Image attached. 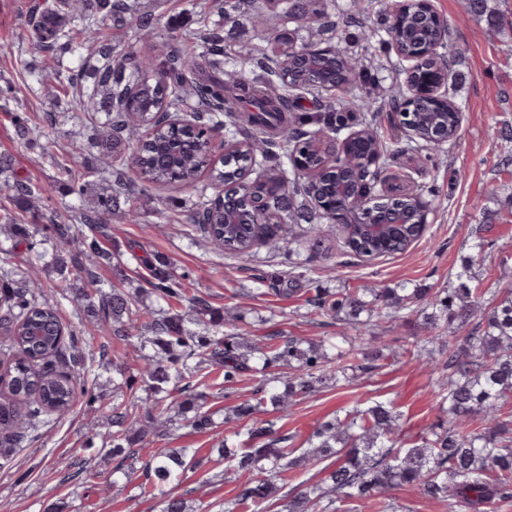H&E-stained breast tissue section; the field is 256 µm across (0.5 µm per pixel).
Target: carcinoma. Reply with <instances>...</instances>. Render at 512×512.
Returning a JSON list of instances; mask_svg holds the SVG:
<instances>
[{
	"label": "carcinoma",
	"mask_w": 512,
	"mask_h": 512,
	"mask_svg": "<svg viewBox=\"0 0 512 512\" xmlns=\"http://www.w3.org/2000/svg\"><path fill=\"white\" fill-rule=\"evenodd\" d=\"M282 27L308 17L321 20L328 15L327 0H277ZM105 10L118 17L128 10L125 0H82L75 11L73 0H52L34 24L35 46L40 50L65 52L76 43L92 48L105 63L95 74L92 86L80 77H67L73 95L80 104L89 103L106 113V121L95 129V139L102 151L115 157L113 180L97 188L90 206L79 212L80 225L52 224V235L36 241L23 224L14 225L15 242L0 249V327L4 342L18 350L4 379L9 399L0 402V448H13L24 437L47 422L61 416L72 406L75 383L86 372L85 357L77 347L81 335L72 331L70 344L58 337L34 344L24 335L32 325L60 328L57 309L35 287L40 274L37 261L43 257L41 245L52 241L68 253L56 271L64 281L72 277L87 284L82 295L88 301L92 321L100 328L119 333H142L139 350L143 364L131 375L120 373L118 389L141 388L146 397L135 416L127 408L112 406L109 437L112 457L120 458L112 473L127 477L140 462L130 445L146 433H154L172 422L177 414L194 430L203 432L212 425L205 411L208 395L196 390L187 379L196 377L208 366L224 370V397L235 393L245 374L272 373L274 386L261 390V396L243 400L232 407L238 419H250L272 408L285 413L288 408L315 393L325 384H339L349 376L373 375L383 368L382 361L410 357L425 360L446 379L441 409L448 424H439L420 434L409 447L396 446L399 429L394 406L376 402L362 408L355 403L345 414L335 415L320 424L308 436L307 448L288 447L294 437L279 435L274 423L264 420L250 428L243 447L224 443V474L252 472L256 477L239 487L234 507H250L263 512L270 501L281 504L280 512H361L370 504L377 512H404L405 506L393 497L401 487H413L426 498L448 503V512H497L500 503L512 500V289L506 288L483 305L481 290L472 286L471 276H457L458 285L444 292L432 293L421 288H313L308 299L311 318H330L354 331L341 337V343L321 340L310 342L296 336H244L237 332V317L214 310L207 301L187 298L189 275L174 269H153L156 304L138 307V300L121 288L106 291L96 280L94 269L104 252L97 237L83 230L100 224L101 216L112 212L122 195L133 192L134 179L127 169L134 158L123 151L142 147L134 160L155 184H175L195 195L198 176L208 167L204 152L209 133L228 127L242 137L258 139L264 145V166L285 173L281 158L290 157L288 147L299 145V156L310 166L320 159L308 151V139L314 126H336L343 130L357 115L367 116L374 105L364 96L346 102L341 110L324 100L320 90L309 89L311 105L293 91L282 93L273 84L280 77L276 61L266 49H255L254 61L263 75L241 80L230 86L224 78V65H234L224 47V38L202 24L195 31L179 34L175 29L160 30L162 58L139 56L133 52L113 54L112 44L98 29L81 24L65 29L46 20L65 12L71 18L86 19L87 14ZM363 29L368 46L385 57L396 55L390 30L380 32L367 24L363 11L350 15ZM165 84L167 93L156 97L167 108L180 111L189 100L195 101L198 125L190 129L168 128L165 138L185 145L178 156L160 159V141L141 143L139 128L131 125L130 113L139 100L130 95L138 85ZM95 161L74 151L66 163L65 174L71 191L82 195L93 186L89 175L98 174ZM11 195L22 202L36 197V187L24 178L7 185ZM310 191L296 177L289 178V199L282 208L294 210L298 196ZM210 201L199 204L194 220L202 235L217 249L242 253L246 243L224 239V220L219 215L208 227ZM26 247L30 262L17 266L12 262L19 245ZM191 303L190 313L179 310L183 301ZM439 311L448 323L466 332L462 343L443 340L441 336H406L389 342L381 338L366 344L359 341L362 329L372 318L383 314L387 322L401 319L400 312H414L421 305ZM444 341L439 356L429 345ZM62 364L66 370L57 369ZM481 426L465 429L468 422ZM331 460L323 479L309 485L302 481L291 492L280 494L291 471L303 470L309 462ZM142 463V462H140ZM194 464L189 448H171L152 455L142 463L147 482L141 485L145 497H159L161 512H189L186 499L174 495L168 486L180 482L185 468ZM95 456L83 459L68 475L71 480H85L96 474Z\"/></svg>",
	"instance_id": "obj_1"
}]
</instances>
